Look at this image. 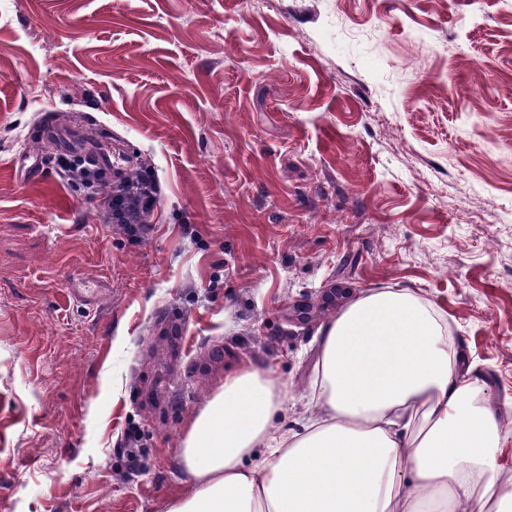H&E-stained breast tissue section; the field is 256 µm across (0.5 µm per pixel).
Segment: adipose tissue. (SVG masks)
Here are the masks:
<instances>
[{"label":"adipose tissue","mask_w":512,"mask_h":512,"mask_svg":"<svg viewBox=\"0 0 512 512\" xmlns=\"http://www.w3.org/2000/svg\"><path fill=\"white\" fill-rule=\"evenodd\" d=\"M301 431L278 433L284 386L225 377L180 446L192 478L165 512H512L500 414L474 407L448 330L407 288H378L321 327Z\"/></svg>","instance_id":"1"}]
</instances>
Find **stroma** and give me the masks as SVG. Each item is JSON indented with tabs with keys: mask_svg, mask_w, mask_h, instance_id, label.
<instances>
[{
	"mask_svg": "<svg viewBox=\"0 0 512 512\" xmlns=\"http://www.w3.org/2000/svg\"><path fill=\"white\" fill-rule=\"evenodd\" d=\"M50 126L159 183L137 234L22 177ZM336 286L432 303L512 432V0H0V512H163L233 369L299 430Z\"/></svg>",
	"mask_w": 512,
	"mask_h": 512,
	"instance_id": "stroma-1",
	"label": "stroma"
}]
</instances>
